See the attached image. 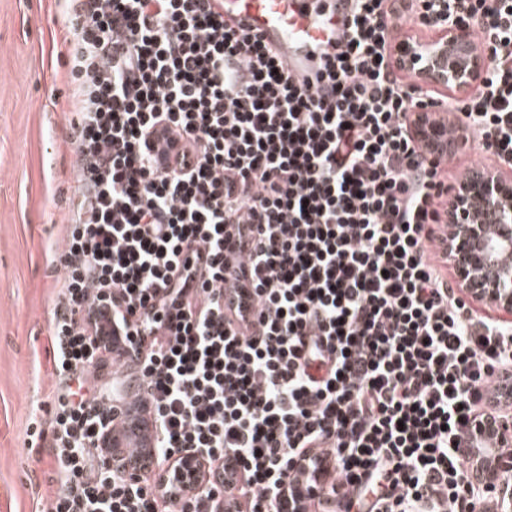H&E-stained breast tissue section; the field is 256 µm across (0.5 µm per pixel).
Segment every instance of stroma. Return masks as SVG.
Listing matches in <instances>:
<instances>
[{
	"label": "stroma",
	"mask_w": 512,
	"mask_h": 512,
	"mask_svg": "<svg viewBox=\"0 0 512 512\" xmlns=\"http://www.w3.org/2000/svg\"><path fill=\"white\" fill-rule=\"evenodd\" d=\"M63 39L56 0H0V512H37L58 487L47 450L28 441L58 388L46 249L64 237L76 161Z\"/></svg>",
	"instance_id": "obj_1"
}]
</instances>
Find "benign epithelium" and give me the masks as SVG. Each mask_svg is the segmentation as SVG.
I'll return each instance as SVG.
<instances>
[{"label":"benign epithelium","instance_id":"obj_1","mask_svg":"<svg viewBox=\"0 0 512 512\" xmlns=\"http://www.w3.org/2000/svg\"><path fill=\"white\" fill-rule=\"evenodd\" d=\"M440 35L446 37L442 46L399 42L392 46L391 53L408 71L420 62V53H426L435 70L414 69L419 80L445 86L451 93L484 87L487 52L479 49L471 58L464 57L473 45L471 29L450 19L441 27ZM448 219L456 224L448 253L460 288L498 314L512 317V261L500 259L502 253L512 250V176L500 169L479 170L454 186L448 196ZM490 225L495 227L493 237L488 235ZM492 429L501 447L507 449L492 463L482 465L484 480L495 484L501 469L512 468V421H502ZM201 468L200 456L183 454L174 470V484L193 488Z\"/></svg>","mask_w":512,"mask_h":512}]
</instances>
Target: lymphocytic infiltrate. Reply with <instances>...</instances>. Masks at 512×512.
<instances>
[{"mask_svg":"<svg viewBox=\"0 0 512 512\" xmlns=\"http://www.w3.org/2000/svg\"><path fill=\"white\" fill-rule=\"evenodd\" d=\"M315 83L291 77L213 0H64L78 150L49 325L61 389L42 512H280L323 475L313 512H505L459 451L512 419V322L479 313L431 255L451 186L419 110L452 114L512 159V0H348ZM468 26L485 87L408 83L393 26ZM110 310L141 367L164 459L198 452L197 489L113 470Z\"/></svg>","mask_w":512,"mask_h":512,"instance_id":"1","label":"lymphocytic infiltrate"}]
</instances>
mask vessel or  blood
Here are the masks:
<instances>
[{"label": "vessel or blood", "mask_w": 512, "mask_h": 512, "mask_svg": "<svg viewBox=\"0 0 512 512\" xmlns=\"http://www.w3.org/2000/svg\"><path fill=\"white\" fill-rule=\"evenodd\" d=\"M219 10L230 26L256 34L273 47L299 80L314 77L317 63L335 51L343 32L340 0L312 10L306 8L305 0H220ZM98 328L103 343L112 349L115 366L126 368L128 342L110 312L99 315ZM122 390L125 398L112 426L113 453L144 472L155 473L158 428L150 400L139 378L126 379ZM472 448L473 460L484 462L497 453L498 443L487 430L474 435Z\"/></svg>", "instance_id": "vessel-or-blood-1"}]
</instances>
